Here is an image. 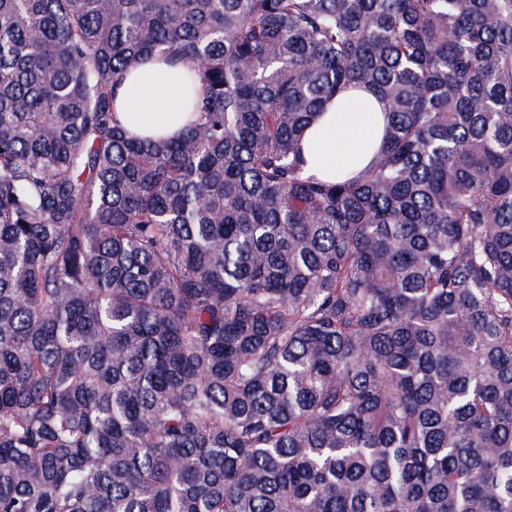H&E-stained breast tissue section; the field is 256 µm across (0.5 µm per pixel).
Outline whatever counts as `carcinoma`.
Wrapping results in <instances>:
<instances>
[{
  "mask_svg": "<svg viewBox=\"0 0 512 512\" xmlns=\"http://www.w3.org/2000/svg\"><path fill=\"white\" fill-rule=\"evenodd\" d=\"M0 512H512V0H0ZM184 68L139 64L124 76L115 92L117 116L132 137H174L182 122ZM346 99L336 104V99ZM386 103L373 91L349 88L334 98L303 138L304 169L328 180L362 175L383 143Z\"/></svg>",
  "mask_w": 512,
  "mask_h": 512,
  "instance_id": "carcinoma-1",
  "label": "carcinoma"
}]
</instances>
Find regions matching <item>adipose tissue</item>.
Segmentation results:
<instances>
[{
	"label": "adipose tissue",
	"instance_id": "ef3b65f1",
	"mask_svg": "<svg viewBox=\"0 0 512 512\" xmlns=\"http://www.w3.org/2000/svg\"><path fill=\"white\" fill-rule=\"evenodd\" d=\"M182 69L140 64L131 68L115 92L117 116L132 137H174L185 124ZM387 106L372 90L350 89L329 106L303 138L304 169L323 179L362 175L383 143Z\"/></svg>",
	"mask_w": 512,
	"mask_h": 512
}]
</instances>
